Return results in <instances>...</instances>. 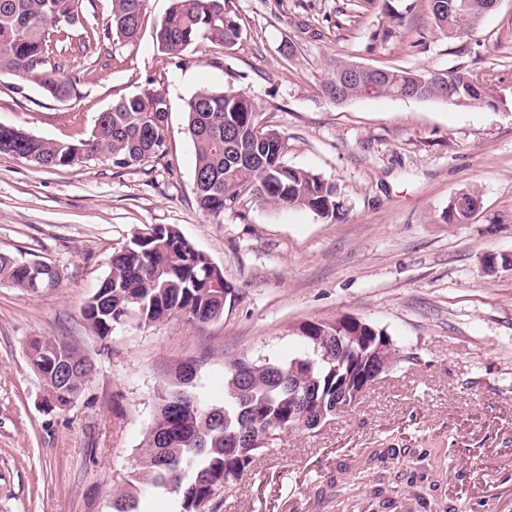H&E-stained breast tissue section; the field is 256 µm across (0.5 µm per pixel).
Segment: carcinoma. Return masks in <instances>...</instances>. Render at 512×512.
<instances>
[{"instance_id":"obj_1","label":"carcinoma","mask_w":512,"mask_h":512,"mask_svg":"<svg viewBox=\"0 0 512 512\" xmlns=\"http://www.w3.org/2000/svg\"><path fill=\"white\" fill-rule=\"evenodd\" d=\"M83 0H0V78L33 83L55 99L70 95L76 80L56 60L58 46L71 40L82 24ZM494 0H430L436 27L460 38L483 18ZM145 0H112L106 31L122 40L134 39L141 27ZM241 30L231 0H174L155 29L162 52L179 57L199 40L230 47ZM425 74L405 67L384 69L380 80L349 79L342 83L347 100L396 96L416 85ZM425 99L455 105H493L485 80L470 77L445 93L425 90ZM187 128L195 152L194 190L199 208L224 213L241 192L249 191L262 205L300 207L326 221L345 218L336 183L319 174L285 164L286 144L274 129L263 128L255 138L259 112L253 100L234 90H203L186 102ZM168 102L163 92L148 88L124 98L96 119L89 139L63 142L43 139L20 129H0V153H10L43 168L75 166L74 156L103 155L118 168L138 166L163 152ZM255 154L252 165L238 157ZM478 204L472 189L457 192L443 220L468 219ZM25 258L0 253V284L34 291ZM212 260L171 226L135 233L112 255L109 272L88 298L82 315L101 340L130 322L152 326L174 317L206 323L224 316L231 289L217 276ZM336 322L310 323L302 330L306 361L295 370V359L239 358L225 371L224 398L213 402L198 390L197 364L184 363L158 397L151 423L141 443L138 467L113 495L114 512H139L145 494L173 496V512H205L214 493L226 490L250 471L266 441L275 433L303 424L301 409L311 395L325 406L335 401L336 382L360 364L371 348L353 343L345 363L336 360ZM310 336H326L320 347ZM31 368L48 386L47 403L66 410L83 395L92 370L90 360L74 348L48 338L27 346ZM404 487L391 483L370 491L387 512L405 498Z\"/></svg>"}]
</instances>
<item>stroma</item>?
<instances>
[{
  "label": "stroma",
  "instance_id": "stroma-1",
  "mask_svg": "<svg viewBox=\"0 0 512 512\" xmlns=\"http://www.w3.org/2000/svg\"><path fill=\"white\" fill-rule=\"evenodd\" d=\"M241 36L201 40L183 56L154 30L172 0H146L137 39L104 37L65 52L74 92L59 101L0 79V124L46 139H88L101 112L153 87L170 110L163 155L114 167L94 158L41 168L0 154V252L38 256L61 273L41 295L0 285V512H111L138 464L158 393L179 364L198 363L212 398L230 361L286 358L303 325L352 317L389 336L401 359L357 405L309 430L291 428L218 498L213 512H336L329 480L370 448L442 449L438 470L458 512H512V0H497L468 36L434 24L428 0H231ZM458 71L485 79L494 106L361 98L321 86L330 62ZM204 89H232L285 140L289 166L333 180L336 223L241 194L220 217L195 199L184 112ZM476 189L461 224L442 216ZM175 227L224 273L221 319L129 325L102 341L82 308L113 253L142 229ZM88 356V387L48 410L26 354L29 339Z\"/></svg>",
  "mask_w": 512,
  "mask_h": 512
}]
</instances>
